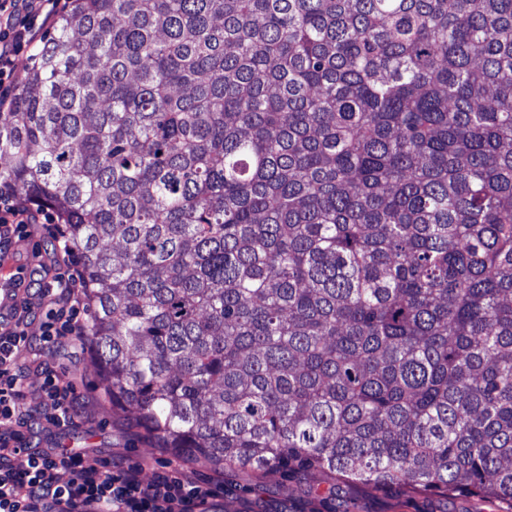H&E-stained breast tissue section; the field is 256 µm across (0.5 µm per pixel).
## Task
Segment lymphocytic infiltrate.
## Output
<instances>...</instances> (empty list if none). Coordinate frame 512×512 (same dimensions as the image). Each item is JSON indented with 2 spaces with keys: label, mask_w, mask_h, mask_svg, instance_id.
<instances>
[{
  "label": "lymphocytic infiltrate",
  "mask_w": 512,
  "mask_h": 512,
  "mask_svg": "<svg viewBox=\"0 0 512 512\" xmlns=\"http://www.w3.org/2000/svg\"><path fill=\"white\" fill-rule=\"evenodd\" d=\"M56 0H0V84L15 83V59L37 50L45 26L56 13ZM44 216L43 207L18 201L11 190L0 191V252ZM41 321V336L31 341L27 326ZM78 278L53 277L37 294H27L0 324V512H205L220 492L201 483L162 472L144 480L140 466L115 465L83 453L60 454L47 449L28 457L19 469L13 458L24 449L28 408L24 376L33 346L50 350L81 348ZM40 408L47 425L75 424L80 405L69 382L42 368ZM71 477L60 481V470Z\"/></svg>",
  "instance_id": "lymphocytic-infiltrate-1"
}]
</instances>
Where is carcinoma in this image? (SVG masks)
I'll return each instance as SVG.
<instances>
[{
	"instance_id": "cac0c4a2",
	"label": "carcinoma",
	"mask_w": 512,
	"mask_h": 512,
	"mask_svg": "<svg viewBox=\"0 0 512 512\" xmlns=\"http://www.w3.org/2000/svg\"><path fill=\"white\" fill-rule=\"evenodd\" d=\"M0 160L155 447L512 509V0H71Z\"/></svg>"
}]
</instances>
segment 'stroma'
<instances>
[{"label":"stroma","instance_id":"35a3bbf8","mask_svg":"<svg viewBox=\"0 0 512 512\" xmlns=\"http://www.w3.org/2000/svg\"><path fill=\"white\" fill-rule=\"evenodd\" d=\"M58 230L55 224L32 225L28 239L13 243L4 258L5 264L11 268L28 264L32 251H39L41 263L33 267L31 276L42 278L44 268L55 263ZM40 360L72 381L77 393L84 395L87 409L79 426L65 430H51L42 419H32L27 433L29 447L66 446L87 450L98 457L121 458L141 465L142 475L147 479L155 472L174 469L198 479L219 478L224 485L217 499L222 512H503L497 502L470 495L445 498L421 494L407 498L362 486L350 489L343 501L322 503L304 478L254 477L229 469L217 474L203 464L188 463L163 453L137 436L127 418L113 410L100 389L89 350L74 354L62 348L43 353Z\"/></svg>","mask_w":512,"mask_h":512}]
</instances>
